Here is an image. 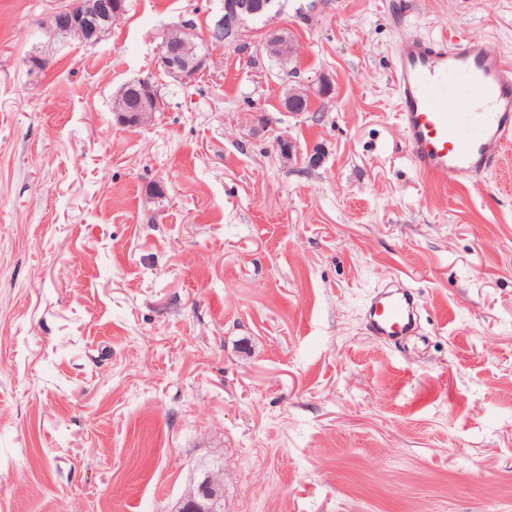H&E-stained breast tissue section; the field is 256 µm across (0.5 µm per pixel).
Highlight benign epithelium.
Segmentation results:
<instances>
[{"label":"benign epithelium","instance_id":"obj_1","mask_svg":"<svg viewBox=\"0 0 512 512\" xmlns=\"http://www.w3.org/2000/svg\"><path fill=\"white\" fill-rule=\"evenodd\" d=\"M274 0H224V18L215 34L229 42L238 41L249 22L271 13ZM125 15L119 0H78L75 7H63L43 23L49 39L76 37L89 47H94L112 34V27ZM212 56L204 54L189 61L182 49L163 47L158 65L180 83H192L211 69ZM147 93L137 106L119 113V122L128 128L141 125L145 119L162 107L160 97L150 93L152 83L147 78L138 80ZM224 482L221 471H210L185 498L184 512H221L223 510Z\"/></svg>","mask_w":512,"mask_h":512}]
</instances>
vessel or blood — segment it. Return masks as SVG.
I'll return each instance as SVG.
<instances>
[{
	"instance_id": "b4317fda",
	"label": "vessel or blood",
	"mask_w": 512,
	"mask_h": 512,
	"mask_svg": "<svg viewBox=\"0 0 512 512\" xmlns=\"http://www.w3.org/2000/svg\"><path fill=\"white\" fill-rule=\"evenodd\" d=\"M393 74L404 146L420 173L463 186L493 164L494 149L512 146V62L484 38L404 39ZM418 308L411 289L380 290L365 310L367 330L406 340L417 332Z\"/></svg>"
}]
</instances>
